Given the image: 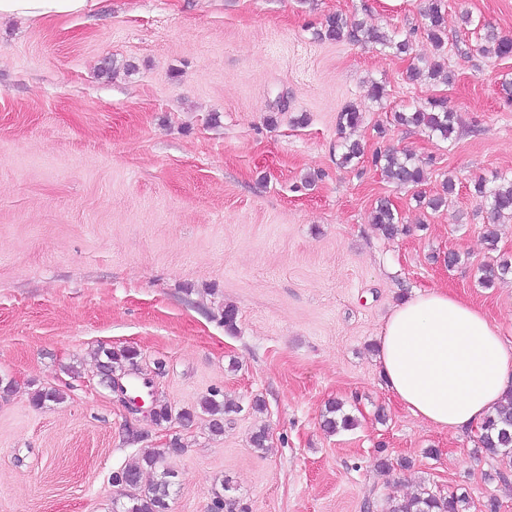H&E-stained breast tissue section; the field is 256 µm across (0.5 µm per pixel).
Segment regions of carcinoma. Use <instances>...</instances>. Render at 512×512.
<instances>
[{
	"mask_svg": "<svg viewBox=\"0 0 512 512\" xmlns=\"http://www.w3.org/2000/svg\"><path fill=\"white\" fill-rule=\"evenodd\" d=\"M446 5L444 0H430L425 19L428 38L433 42L436 53L423 62L421 67H412L408 78L414 80L421 76L429 80L441 79L448 83L451 74L445 62L444 46L446 38L445 25ZM321 40L348 42L353 44H380L395 51L406 54L410 50L407 40H395L374 28H366L363 24L351 21L341 14L328 16L324 29L317 32ZM479 50L487 55L498 58L512 56V38L499 35L494 28L486 29ZM363 121L362 113L352 106L345 107L339 115V127L355 128ZM394 121L403 126H414L448 139L455 132V113L448 107L444 98H430L410 112H398ZM341 154L338 164L347 168L359 163L364 157L365 150L358 141L345 140L340 144ZM372 162L381 166L389 179L399 186L419 185L425 181V169L420 160L406 151L389 149L373 155ZM474 191L480 198L486 199L489 210L497 217H512V180H505L489 188L479 180L474 185ZM373 223L386 236L397 234L399 224L389 201L378 202L373 211ZM98 371L105 378L113 381L115 376L123 375L136 365L138 353L130 347L101 348L97 352ZM65 394L56 388H44L35 391L31 396L32 404L43 407L53 402L63 401ZM200 409L210 416L208 429L211 434L218 436L224 433V413L232 411V405L221 397L219 391H214L200 400ZM342 403L336 401L329 404L323 415V427L328 432L338 429L355 428L356 420L342 412ZM478 447L485 454L512 464V392L505 394L503 400L489 414L479 427L477 437ZM168 450L157 448L145 450L138 461L127 464L112 475L113 483L124 487L126 502L120 504L115 512H168V499L174 485L175 473L161 467V464L171 448H182L184 444L179 435H173L167 443ZM153 473V479L143 483L145 472ZM231 491L227 484L223 491L214 493L211 512H235L236 498L226 496ZM468 505L464 495L450 492L446 495L437 493L427 486L421 487L413 495L388 501L386 512H462Z\"/></svg>",
	"mask_w": 512,
	"mask_h": 512,
	"instance_id": "obj_1",
	"label": "carcinoma"
}]
</instances>
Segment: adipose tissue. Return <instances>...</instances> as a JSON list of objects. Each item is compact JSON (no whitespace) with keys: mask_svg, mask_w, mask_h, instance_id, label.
Masks as SVG:
<instances>
[{"mask_svg":"<svg viewBox=\"0 0 512 512\" xmlns=\"http://www.w3.org/2000/svg\"><path fill=\"white\" fill-rule=\"evenodd\" d=\"M96 0H0V18L84 13ZM387 388L415 417L456 434L480 426L512 389V345L487 316L444 289L422 290L389 314L380 339Z\"/></svg>","mask_w":512,"mask_h":512,"instance_id":"1","label":"adipose tissue"}]
</instances>
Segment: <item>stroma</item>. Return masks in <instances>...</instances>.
Instances as JSON below:
<instances>
[{
	"label": "stroma",
	"mask_w": 512,
	"mask_h": 512,
	"mask_svg": "<svg viewBox=\"0 0 512 512\" xmlns=\"http://www.w3.org/2000/svg\"><path fill=\"white\" fill-rule=\"evenodd\" d=\"M426 5L98 0L0 22V512H112L113 473L172 432L185 450L165 458L169 512H208L225 481L248 512H383L421 481L467 494L466 512L492 497L512 512V466L413 417L376 359L394 305L435 288L512 344V274L482 282L512 261V219L489 246L473 190L512 178V57L476 49L484 26L512 37V0H447L449 84L406 78L434 53ZM335 13L409 39L410 55L317 39ZM432 97L457 115L450 139L393 120ZM349 105L365 155L343 168ZM389 147L421 160L426 181H389L372 162ZM449 179V205L432 210ZM381 199L399 218L392 238L372 222ZM102 346L137 351L171 422L134 419L100 383ZM41 387L64 401L33 406ZM214 388L237 406L220 436L199 412ZM333 400L355 429L324 431ZM386 457L411 466L382 472Z\"/></svg>",
	"instance_id": "1"
}]
</instances>
